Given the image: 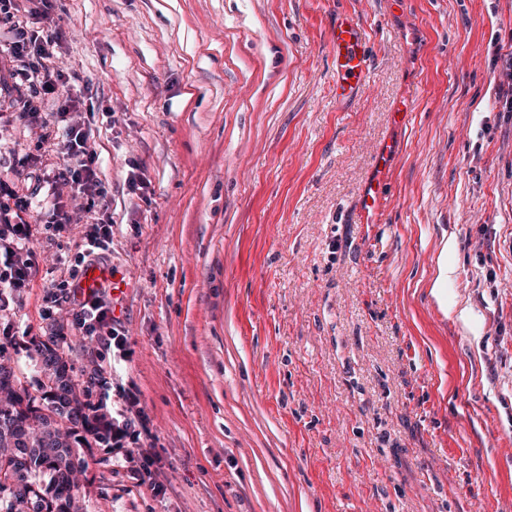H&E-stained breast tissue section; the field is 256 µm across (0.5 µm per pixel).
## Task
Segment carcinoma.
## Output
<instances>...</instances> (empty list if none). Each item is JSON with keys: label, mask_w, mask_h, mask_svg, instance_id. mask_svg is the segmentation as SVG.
<instances>
[{"label": "carcinoma", "mask_w": 512, "mask_h": 512, "mask_svg": "<svg viewBox=\"0 0 512 512\" xmlns=\"http://www.w3.org/2000/svg\"><path fill=\"white\" fill-rule=\"evenodd\" d=\"M67 337L51 325L49 336L33 338L46 377L42 394L31 396L12 368L0 363V512H78L82 486L75 463L90 447L87 402L79 399L64 357Z\"/></svg>", "instance_id": "carcinoma-1"}]
</instances>
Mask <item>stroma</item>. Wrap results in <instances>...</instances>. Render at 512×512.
<instances>
[{
	"label": "stroma",
	"mask_w": 512,
	"mask_h": 512,
	"mask_svg": "<svg viewBox=\"0 0 512 512\" xmlns=\"http://www.w3.org/2000/svg\"><path fill=\"white\" fill-rule=\"evenodd\" d=\"M53 5L21 18L59 31L51 66L92 116L104 261L132 283L123 384L166 488L96 443L84 512H512V77L493 64L512 0ZM339 12L370 58L348 104L325 44ZM38 137L0 125V173L28 194L59 164ZM388 137L403 150L365 224ZM133 161L148 199L127 191ZM30 220L37 274L0 309V359L36 395L29 340L74 252ZM399 153L400 145L393 140H387L379 146L377 172L366 186L360 201L362 223L375 224L382 215L387 201L386 189L390 180L389 172Z\"/></svg>",
	"instance_id": "35a3bbf8"
}]
</instances>
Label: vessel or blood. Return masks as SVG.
<instances>
[{
  "mask_svg": "<svg viewBox=\"0 0 512 512\" xmlns=\"http://www.w3.org/2000/svg\"><path fill=\"white\" fill-rule=\"evenodd\" d=\"M326 44L335 68L336 97L350 101L364 91L368 84V54L365 28L360 18L343 14L326 30ZM400 153L399 143L388 140L378 148L377 172L367 185L360 201V215L363 223H377L387 201L386 189L389 172ZM81 291L104 287L112 294L113 303H120L129 283L120 272L100 264L88 266L77 282Z\"/></svg>",
  "mask_w": 512,
  "mask_h": 512,
  "instance_id": "b4317fda",
  "label": "vessel or blood"
}]
</instances>
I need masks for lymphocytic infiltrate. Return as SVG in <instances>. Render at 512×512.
<instances>
[{
  "label": "lymphocytic infiltrate",
  "instance_id": "lymphocytic-infiltrate-1",
  "mask_svg": "<svg viewBox=\"0 0 512 512\" xmlns=\"http://www.w3.org/2000/svg\"><path fill=\"white\" fill-rule=\"evenodd\" d=\"M56 34L38 37L17 23L0 30V47H6L16 67L13 77L24 92L17 101L11 118L20 125L40 129V142H52L63 163L57 174L47 179V194L51 201L46 211V227L56 236L69 234L78 214H91L97 199L106 189L97 176L100 161L99 146L92 130L79 110L81 96L70 85L68 74L52 70L47 61L54 54ZM66 96L56 111L44 112L39 107L43 98H54L58 91ZM31 198L19 194L0 181V302H8L29 287L36 271L28 257L31 225L26 219L32 209ZM114 235L110 219L97 218L86 225L84 233L74 240L76 267L67 277L52 281L44 296V316L52 318L62 304L72 307V329L81 336L103 341L112 350V357L102 360L97 373L99 396L90 410L91 423H102L111 434L112 460H129V447L137 444L147 417L140 400L124 390L117 381L118 370L129 356L126 334L120 322L113 318L111 302L106 295L78 296L74 284L82 264L101 258L112 247ZM120 394L123 404L113 407V394Z\"/></svg>",
  "mask_w": 512,
  "mask_h": 512
}]
</instances>
